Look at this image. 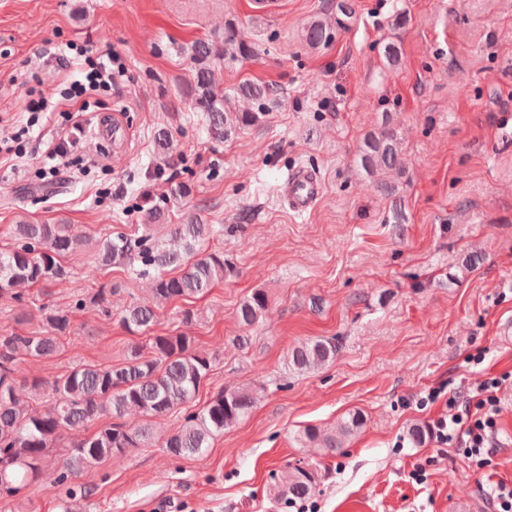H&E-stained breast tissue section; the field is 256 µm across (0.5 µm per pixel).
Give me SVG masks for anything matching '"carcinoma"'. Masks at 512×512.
<instances>
[{
	"label": "carcinoma",
	"instance_id": "1",
	"mask_svg": "<svg viewBox=\"0 0 512 512\" xmlns=\"http://www.w3.org/2000/svg\"><path fill=\"white\" fill-rule=\"evenodd\" d=\"M354 14V0H337L336 28L345 27ZM329 39L326 22L317 20L308 26V46L318 47ZM228 53L242 58L255 55L252 43L232 23L224 25V42L199 39L189 52L194 64L192 104L205 113L207 134L215 142L224 141L236 130L258 126L266 117L260 111L226 109L227 97L215 80V68ZM239 93L260 105L274 96L262 83H245ZM359 162L370 174L377 169L401 171V148L394 132L384 127L369 134L360 147ZM214 232L215 225L192 216L168 225L165 236L149 233L129 238L119 234L104 240L95 263L133 266L152 281L150 299L122 312L120 323L125 329L144 333L154 325L157 309L163 305L200 298L224 281V254L204 248ZM13 240L11 247L0 249V300L20 307L27 303L20 287L66 282L64 258L82 245L67 224H16ZM268 303L264 290H253L237 309L239 323L254 325ZM43 321V330L0 334V498H14L36 481L52 491L85 467L145 447L153 438L152 420L177 410L186 411L184 422L164 438L162 447L176 457L203 455L216 435L247 417L256 404V396L247 390L221 389L201 407H193L213 360L196 337L185 332L150 336L146 344L132 346L120 363L83 364L52 381L20 380L16 375L18 359L56 353L71 328L64 311L48 313ZM335 358L336 343L317 339L294 348L290 363L298 370H311ZM131 409L145 417L142 425L128 427L120 422ZM362 426V415L352 412L332 428L305 429L299 440L304 448L337 454ZM80 428L85 434L63 446L62 471L47 473L43 463L60 447L63 431ZM317 480V472L293 467L279 481V497H308Z\"/></svg>",
	"mask_w": 512,
	"mask_h": 512
}]
</instances>
